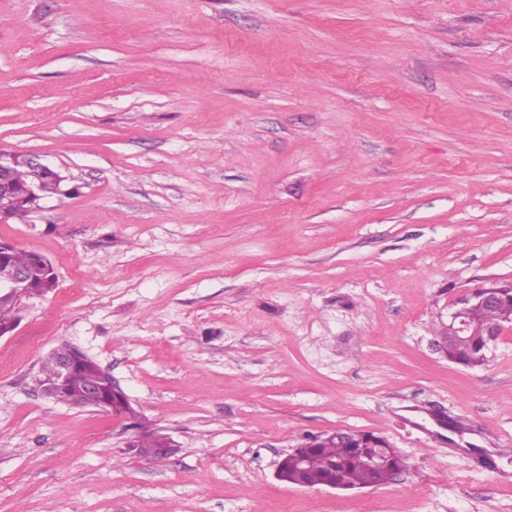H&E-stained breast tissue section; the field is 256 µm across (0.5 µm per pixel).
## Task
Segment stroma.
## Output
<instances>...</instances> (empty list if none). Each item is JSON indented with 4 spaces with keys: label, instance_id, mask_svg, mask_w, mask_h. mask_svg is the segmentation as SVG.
Listing matches in <instances>:
<instances>
[{
    "label": "stroma",
    "instance_id": "obj_1",
    "mask_svg": "<svg viewBox=\"0 0 512 512\" xmlns=\"http://www.w3.org/2000/svg\"><path fill=\"white\" fill-rule=\"evenodd\" d=\"M0 150L69 189L0 224L58 276L0 338V512H512V325L432 345L512 283V0H0ZM64 343L132 414L41 393ZM338 429L406 470L276 478ZM497 288L491 285L471 292L456 302V308L448 313L442 336H436L433 341L435 350L445 357L448 355V362L475 368L485 365L488 361L484 330L490 325L503 323L512 315V289L504 288V302L500 305L501 294ZM471 307L473 308L470 309ZM469 327L470 334L467 336ZM444 336H448V341H444ZM453 336L459 339L467 337L458 340ZM160 443V439L149 435L148 433H144L143 440L136 444L139 454L146 458H153V448H154V457L158 459H164L170 456L174 452V448L171 443L166 440L162 441V444L159 448L157 445Z\"/></svg>",
    "mask_w": 512,
    "mask_h": 512
}]
</instances>
